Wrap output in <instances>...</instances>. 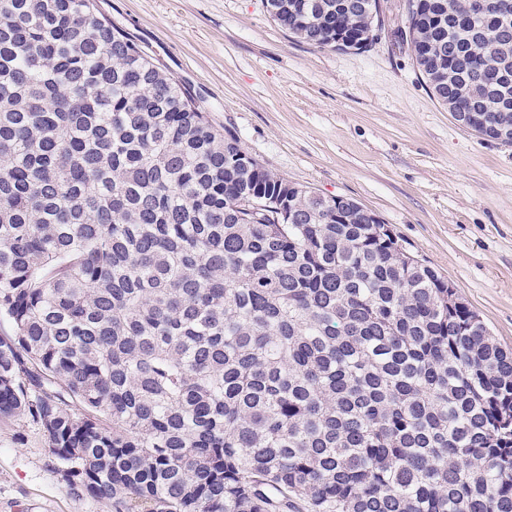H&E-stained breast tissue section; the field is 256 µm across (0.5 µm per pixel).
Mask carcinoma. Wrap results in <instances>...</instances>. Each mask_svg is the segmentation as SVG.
Returning <instances> with one entry per match:
<instances>
[{
	"mask_svg": "<svg viewBox=\"0 0 512 512\" xmlns=\"http://www.w3.org/2000/svg\"><path fill=\"white\" fill-rule=\"evenodd\" d=\"M465 2L407 0L399 39L512 144V5ZM265 7L345 52L380 20ZM288 186L96 0H0V418L110 512H512V350L358 202Z\"/></svg>",
	"mask_w": 512,
	"mask_h": 512,
	"instance_id": "cac0c4a2",
	"label": "carcinoma"
}]
</instances>
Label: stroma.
<instances>
[{
  "label": "stroma",
  "instance_id": "stroma-1",
  "mask_svg": "<svg viewBox=\"0 0 512 512\" xmlns=\"http://www.w3.org/2000/svg\"><path fill=\"white\" fill-rule=\"evenodd\" d=\"M366 50L288 35L262 0H99L264 169L374 212L512 348V144L455 121L396 33L406 0H380ZM0 512H110L75 497L43 430L0 419Z\"/></svg>",
  "mask_w": 512,
  "mask_h": 512
}]
</instances>
